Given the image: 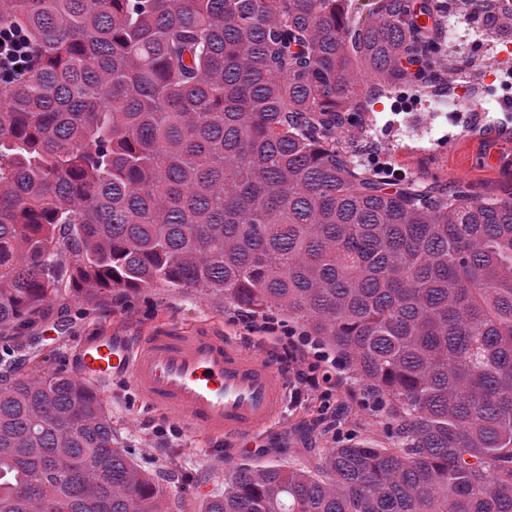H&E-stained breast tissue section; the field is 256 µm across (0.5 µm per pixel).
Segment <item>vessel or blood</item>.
Masks as SVG:
<instances>
[{"label": "vessel or blood", "mask_w": 512, "mask_h": 512, "mask_svg": "<svg viewBox=\"0 0 512 512\" xmlns=\"http://www.w3.org/2000/svg\"><path fill=\"white\" fill-rule=\"evenodd\" d=\"M75 373L104 389L127 381L140 404L239 451L276 421L286 390L269 355L205 326L165 325L137 336L99 330L82 342Z\"/></svg>", "instance_id": "b4317fda"}]
</instances>
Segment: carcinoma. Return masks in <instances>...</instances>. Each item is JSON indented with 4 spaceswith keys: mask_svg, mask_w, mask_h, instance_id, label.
I'll list each match as a JSON object with an SVG mask.
<instances>
[{
    "mask_svg": "<svg viewBox=\"0 0 512 512\" xmlns=\"http://www.w3.org/2000/svg\"><path fill=\"white\" fill-rule=\"evenodd\" d=\"M0 0V339L69 293L278 309L384 399L389 447L244 467L200 512H512V196L391 191L340 147L441 41L406 0ZM492 32L512 13L481 0ZM98 393L0 382V512H174ZM0 74H8L24 69L30 60L32 51L27 38L20 30L0 25ZM20 66V70H17Z\"/></svg>",
    "mask_w": 512,
    "mask_h": 512,
    "instance_id": "1",
    "label": "carcinoma"
}]
</instances>
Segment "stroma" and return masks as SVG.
Here are the masks:
<instances>
[{
  "label": "stroma",
  "mask_w": 512,
  "mask_h": 512,
  "mask_svg": "<svg viewBox=\"0 0 512 512\" xmlns=\"http://www.w3.org/2000/svg\"><path fill=\"white\" fill-rule=\"evenodd\" d=\"M416 98L412 87L396 86L385 97L374 130L370 135L357 136L354 149L361 151L370 164H398L405 182L419 180L440 193L470 184L486 199L512 197V139H485L480 131L467 130L465 123L455 122L440 132L442 138L456 139L454 150L421 147L405 119L406 107ZM248 317V312L168 288H145L92 304L74 298L60 300L14 340L12 345L20 357L15 370L28 377L70 373L78 353V338L103 324L111 325L118 335L161 322L190 327L210 324L221 328L225 335L240 337L246 333L244 322ZM336 377L340 385L336 391L335 430L312 428L315 403L292 384L278 420L242 453L218 445L204 447L202 441L183 432L170 437L166 447H158L153 429L164 419L137 407L131 389L112 387L105 402L120 447L164 480L169 496L179 503L178 512H198L202 496L223 490L225 478L239 466L310 468L319 452L342 443L387 445L385 407L364 392L348 369H337Z\"/></svg>",
  "instance_id": "35a3bbf8"
}]
</instances>
